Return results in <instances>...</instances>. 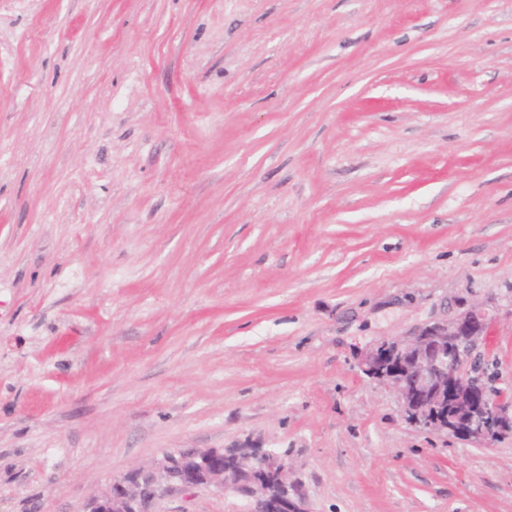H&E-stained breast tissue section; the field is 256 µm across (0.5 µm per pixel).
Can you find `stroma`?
<instances>
[{"instance_id": "stroma-1", "label": "stroma", "mask_w": 512, "mask_h": 512, "mask_svg": "<svg viewBox=\"0 0 512 512\" xmlns=\"http://www.w3.org/2000/svg\"><path fill=\"white\" fill-rule=\"evenodd\" d=\"M476 303L510 381L512 0H0V512L248 446L308 512H512V432L360 370Z\"/></svg>"}]
</instances>
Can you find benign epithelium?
I'll return each instance as SVG.
<instances>
[{
    "mask_svg": "<svg viewBox=\"0 0 512 512\" xmlns=\"http://www.w3.org/2000/svg\"><path fill=\"white\" fill-rule=\"evenodd\" d=\"M495 317L473 306L455 319L429 322L410 333L372 347L361 360L364 375L388 386L398 397L404 421L426 433L449 434L480 448H492L512 427V393H488L473 373V359L484 352ZM266 482L279 483L281 497L269 499L242 485L224 466L218 449L178 451L156 466L135 470L132 479L89 498L85 512H148L147 506L170 488L214 485L246 500L247 512H307L302 485L290 476L280 454L254 448L240 460Z\"/></svg>",
    "mask_w": 512,
    "mask_h": 512,
    "instance_id": "1",
    "label": "benign epithelium"
}]
</instances>
